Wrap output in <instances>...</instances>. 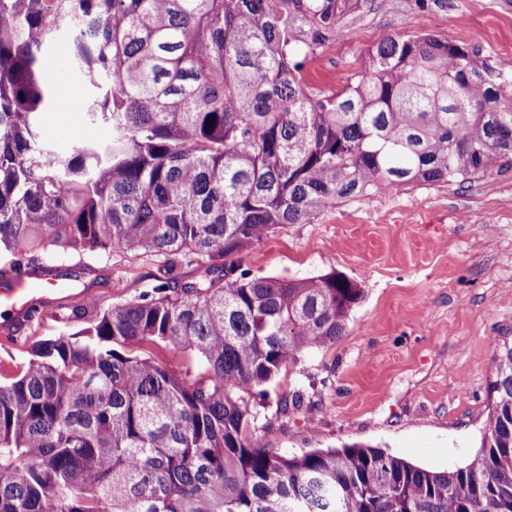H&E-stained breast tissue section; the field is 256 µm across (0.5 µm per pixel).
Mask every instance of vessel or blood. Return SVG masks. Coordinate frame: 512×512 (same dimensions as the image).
<instances>
[{
	"label": "vessel or blood",
	"mask_w": 512,
	"mask_h": 512,
	"mask_svg": "<svg viewBox=\"0 0 512 512\" xmlns=\"http://www.w3.org/2000/svg\"><path fill=\"white\" fill-rule=\"evenodd\" d=\"M71 294L70 284L57 277L37 278L19 271L0 275V309L20 324L32 312L54 310Z\"/></svg>",
	"instance_id": "vessel-or-blood-1"
}]
</instances>
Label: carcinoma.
Listing matches in <instances>:
<instances>
[{
    "mask_svg": "<svg viewBox=\"0 0 512 512\" xmlns=\"http://www.w3.org/2000/svg\"><path fill=\"white\" fill-rule=\"evenodd\" d=\"M360 2L0 0V251L161 260L151 290L0 383V512H512V346L465 468L255 440L250 398L334 348L364 292L241 254L337 204L512 167V82L474 49L386 38L338 87L305 83ZM60 51L104 131L67 152L43 128Z\"/></svg>",
    "mask_w": 512,
    "mask_h": 512,
    "instance_id": "cac0c4a2",
    "label": "carcinoma"
}]
</instances>
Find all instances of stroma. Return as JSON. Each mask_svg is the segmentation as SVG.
Instances as JSON below:
<instances>
[{"label":"stroma","mask_w":512,"mask_h":512,"mask_svg":"<svg viewBox=\"0 0 512 512\" xmlns=\"http://www.w3.org/2000/svg\"><path fill=\"white\" fill-rule=\"evenodd\" d=\"M428 33L474 48L494 68L512 70V0H381L358 10L343 37L306 68L309 87L329 89L362 70L383 39ZM71 81L55 82L44 131L66 151L95 137L69 104ZM89 289L99 307L137 299L158 261L144 254L50 256ZM242 266L257 276L305 279L336 271L364 298L330 351L306 354L252 397L257 424L284 454L361 444L418 467L453 472L480 453L495 356L512 343V170L492 168L473 182L383 193L321 212L314 223L272 230ZM84 319L59 313L10 325L0 315V374L27 362L39 339L73 334ZM305 392L303 407L281 413L282 393Z\"/></svg>","instance_id":"35a3bbf8"}]
</instances>
